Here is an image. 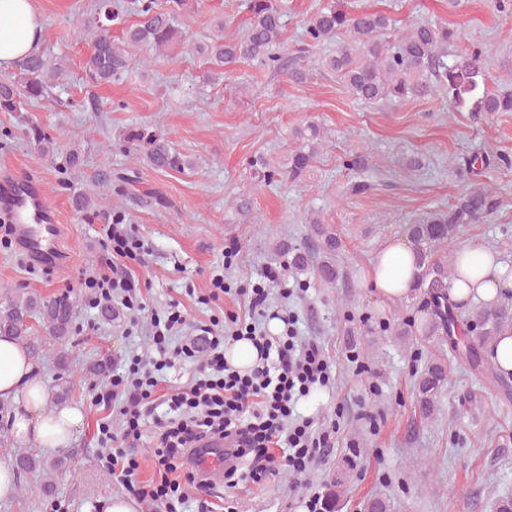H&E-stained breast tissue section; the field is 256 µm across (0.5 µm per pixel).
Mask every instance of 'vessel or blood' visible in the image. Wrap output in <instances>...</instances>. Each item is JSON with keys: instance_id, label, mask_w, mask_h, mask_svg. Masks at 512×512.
I'll use <instances>...</instances> for the list:
<instances>
[{"instance_id": "vessel-or-blood-1", "label": "vessel or blood", "mask_w": 512, "mask_h": 512, "mask_svg": "<svg viewBox=\"0 0 512 512\" xmlns=\"http://www.w3.org/2000/svg\"><path fill=\"white\" fill-rule=\"evenodd\" d=\"M0 212L6 214L16 239L29 254L47 265L58 258L62 227L39 185L18 175L0 178ZM191 458L207 480L223 478V441L203 442L193 450Z\"/></svg>"}]
</instances>
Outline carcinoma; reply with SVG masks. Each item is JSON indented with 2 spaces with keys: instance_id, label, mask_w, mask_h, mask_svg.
Here are the masks:
<instances>
[{
  "instance_id": "obj_1",
  "label": "carcinoma",
  "mask_w": 512,
  "mask_h": 512,
  "mask_svg": "<svg viewBox=\"0 0 512 512\" xmlns=\"http://www.w3.org/2000/svg\"><path fill=\"white\" fill-rule=\"evenodd\" d=\"M197 0H135L137 21L127 24L118 0H94L90 13L78 15L74 33L89 38V49L82 62L86 86L95 88L123 81L130 58L136 50H163L181 40L180 19L195 10ZM238 11L247 14V28L234 38L224 37L219 26L205 53L214 65L236 61L257 62L283 71L287 61L277 52L288 13L287 0H237ZM392 18L371 11H352L347 0H327L306 21V45L316 47L344 32L348 34L322 66L336 74L356 99L367 104L388 101H415L445 95L457 112H512V93L492 89L488 80L483 48L476 42L463 43L462 29L446 22L413 25L407 32L391 35ZM461 45L453 53L448 47ZM13 75H0V112H26L36 102L48 99L63 75L52 59L35 52L17 60ZM22 132L31 148L43 158L57 152V141L41 126L25 118ZM299 149L288 155L280 173L291 183L310 176L318 153L320 130L309 125L297 131ZM116 146L143 155L156 170L182 171L189 162L164 136L148 125L129 127L118 134ZM493 166L490 156L473 158L458 168L462 179L480 177ZM500 201L491 185L472 183L446 210H437L415 224L403 227L417 253L416 291L432 309L433 321L425 327V340L436 339L448 345V352L462 360L485 384V388L505 399L512 397V386L485 354L500 336H512V301L484 305L468 316L456 311L448 297L455 260L448 258L446 246L460 226L487 220ZM312 231L321 244V260L313 266L327 284L340 278L334 262L339 247L335 230L316 219ZM290 266L304 272L309 256L288 246ZM42 319L55 343L67 344L74 330L73 304L67 299L44 301L25 293L0 305V336H11L29 356L40 357L42 345L30 334L29 319ZM448 384V366L434 359L417 373L415 402L421 415L429 417L437 409L438 398ZM15 468L25 474L45 467L35 454H18Z\"/></svg>"
}]
</instances>
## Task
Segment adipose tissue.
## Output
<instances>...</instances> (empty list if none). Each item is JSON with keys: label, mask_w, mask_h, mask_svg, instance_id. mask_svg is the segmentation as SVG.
I'll list each match as a JSON object with an SVG mask.
<instances>
[{"label": "adipose tissue", "mask_w": 512, "mask_h": 512, "mask_svg": "<svg viewBox=\"0 0 512 512\" xmlns=\"http://www.w3.org/2000/svg\"><path fill=\"white\" fill-rule=\"evenodd\" d=\"M44 28L34 0H0V68L35 52ZM460 264L451 281L449 295L462 304H487L512 289V277L496 253L482 246L458 249ZM413 244L402 238L386 241L379 249L366 281L387 299L410 295L417 283ZM0 400L20 403L13 419V432L21 441L49 448H66L82 425L83 414L71 406L47 410L48 395L35 374L26 350L8 336H0Z\"/></svg>", "instance_id": "obj_1"}]
</instances>
